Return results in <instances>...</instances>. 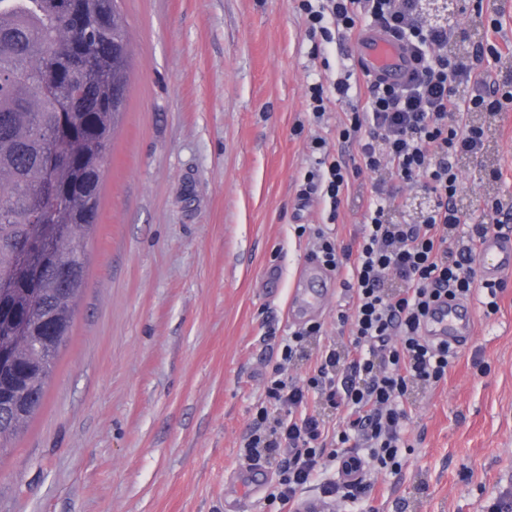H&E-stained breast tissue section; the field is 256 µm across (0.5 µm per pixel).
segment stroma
<instances>
[{"label":"stroma","instance_id":"1","mask_svg":"<svg viewBox=\"0 0 512 512\" xmlns=\"http://www.w3.org/2000/svg\"><path fill=\"white\" fill-rule=\"evenodd\" d=\"M460 49L487 17L512 43V0H459ZM134 69L102 168L87 285L44 402L0 457V512H273L274 467L235 459L267 373L309 322L342 338L338 274L311 311L290 303L324 222L297 184L312 137L339 145L345 104L308 123L306 88L325 61L356 68V41L322 51L297 0H124ZM482 162L461 160L475 206L512 196V111L479 115ZM501 168L488 183L482 166ZM498 313L474 303L473 333L447 383L416 391L400 475L369 497L324 499L335 464L300 496L311 512H484L512 489V269ZM480 355L487 370L471 365Z\"/></svg>","mask_w":512,"mask_h":512}]
</instances>
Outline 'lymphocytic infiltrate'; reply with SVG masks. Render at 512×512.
Instances as JSON below:
<instances>
[{
    "label": "lymphocytic infiltrate",
    "mask_w": 512,
    "mask_h": 512,
    "mask_svg": "<svg viewBox=\"0 0 512 512\" xmlns=\"http://www.w3.org/2000/svg\"><path fill=\"white\" fill-rule=\"evenodd\" d=\"M298 8L309 36L326 43L347 40L367 25L379 28L406 48L410 69L398 82L369 80L364 98L353 94L352 74L344 69L308 87L315 122L323 121L327 101L348 103L338 140L357 143L360 169L376 180L364 221L349 239L329 228L311 231L313 258L347 275L350 301L339 320L349 327L348 344L325 346L310 375L297 382L286 370L320 337L322 326L293 332L242 440L249 464L278 457L268 499L283 507L296 502L328 460L348 473L369 467L401 473L412 390L445 382L459 359L455 348L422 336L421 325L440 300L477 291L484 314L498 311L506 284L478 278L473 258L480 242L512 216V203L488 201L476 215L454 203L464 190L458 158H477L484 150L485 129L471 114L498 115L512 107V86L492 80L484 67L488 60L512 64L511 43L490 41L474 54L460 53L455 28L426 22L422 0H299ZM311 148L317 158L297 196L317 197L333 224L350 190V169L322 138H314ZM407 186L432 201L414 223L390 215ZM313 397L336 409L335 427L310 409Z\"/></svg>",
    "instance_id": "1"
}]
</instances>
